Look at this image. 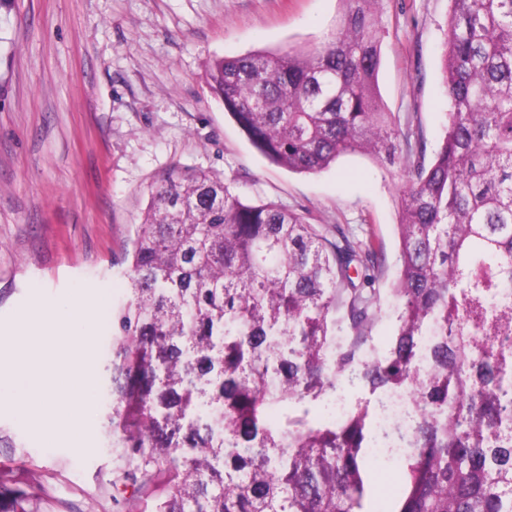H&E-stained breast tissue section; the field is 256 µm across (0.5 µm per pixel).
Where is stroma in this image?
Returning <instances> with one entry per match:
<instances>
[{
  "label": "stroma",
  "mask_w": 512,
  "mask_h": 512,
  "mask_svg": "<svg viewBox=\"0 0 512 512\" xmlns=\"http://www.w3.org/2000/svg\"><path fill=\"white\" fill-rule=\"evenodd\" d=\"M339 0H0V336L34 300L108 288L126 294L123 247L150 191L173 165L234 181L255 204L307 212L375 237L388 287L397 271L402 171L353 154L316 175L270 164L211 96L217 56L311 47ZM448 0H387L378 84L386 108L441 143L448 99L441 59ZM92 336L97 394L82 448L45 446L0 409V492L25 491L30 512H151L112 500L110 321Z\"/></svg>",
  "instance_id": "stroma-1"
}]
</instances>
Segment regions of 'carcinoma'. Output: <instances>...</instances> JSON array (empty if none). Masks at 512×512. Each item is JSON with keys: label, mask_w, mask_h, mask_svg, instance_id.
I'll return each mask as SVG.
<instances>
[{"label": "carcinoma", "mask_w": 512, "mask_h": 512, "mask_svg": "<svg viewBox=\"0 0 512 512\" xmlns=\"http://www.w3.org/2000/svg\"><path fill=\"white\" fill-rule=\"evenodd\" d=\"M311 48L216 57L210 94L270 163H398L399 274L380 250L174 165L112 312L115 496L152 512H370L376 408L311 415L344 383L412 393L386 512H512V0H449L448 125L432 155L378 90L383 0H339ZM393 301V334L372 336Z\"/></svg>", "instance_id": "cac0c4a2"}]
</instances>
